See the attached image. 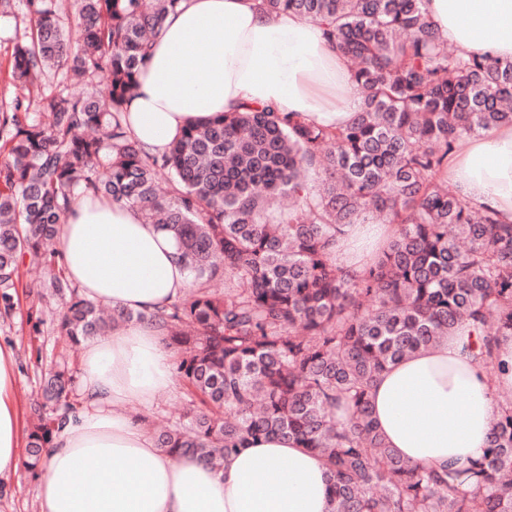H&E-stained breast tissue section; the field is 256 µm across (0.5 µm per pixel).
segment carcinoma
<instances>
[{
	"mask_svg": "<svg viewBox=\"0 0 512 512\" xmlns=\"http://www.w3.org/2000/svg\"><path fill=\"white\" fill-rule=\"evenodd\" d=\"M181 0H26L0 106V321L13 316L25 261L66 302L58 331L78 344L147 321L177 349L191 408L156 447L216 465L276 437L323 457L333 512H512V397L499 401L484 456L424 468L386 445L375 378L456 328L482 332L472 357L496 370L512 337V223L476 210L448 181L464 137L512 125V58L448 50L424 0H262L324 26L361 92L330 129L246 106L189 123L162 155L123 116L151 38ZM105 76L108 94H75ZM138 208L176 240L189 293L167 308L104 314L61 268L53 242L72 204ZM398 226L364 271L334 250L348 224ZM65 363L28 411L26 468L77 411ZM345 406L348 417L336 419Z\"/></svg>",
	"mask_w": 512,
	"mask_h": 512,
	"instance_id": "obj_1",
	"label": "carcinoma"
}]
</instances>
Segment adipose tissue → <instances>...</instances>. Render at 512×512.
Returning <instances> with one entry per match:
<instances>
[{
  "mask_svg": "<svg viewBox=\"0 0 512 512\" xmlns=\"http://www.w3.org/2000/svg\"><path fill=\"white\" fill-rule=\"evenodd\" d=\"M438 34L460 51L512 58V0H427ZM126 121L148 150L164 152L183 127L246 105L273 106L336 128L361 94L347 60L322 25L265 12L261 0H182L153 37ZM449 180L466 202L512 223V126L468 139ZM396 231L392 224L347 229L339 264L363 267ZM59 251L83 293L114 308L152 312L190 284L175 239L145 223L137 208L100 197L74 205ZM461 328L389 365L371 392L372 416L388 447L411 464L438 467L479 459L498 410L512 390V338L501 340V373L487 376ZM14 353L0 345V478L24 465L13 400ZM175 383L172 353L154 325L124 323L92 339L81 368L84 406L56 435L41 471L39 512H332L328 467L280 438L248 442L212 467L156 448L126 411L144 408Z\"/></svg>",
  "mask_w": 512,
  "mask_h": 512,
  "instance_id": "1",
  "label": "adipose tissue"
}]
</instances>
